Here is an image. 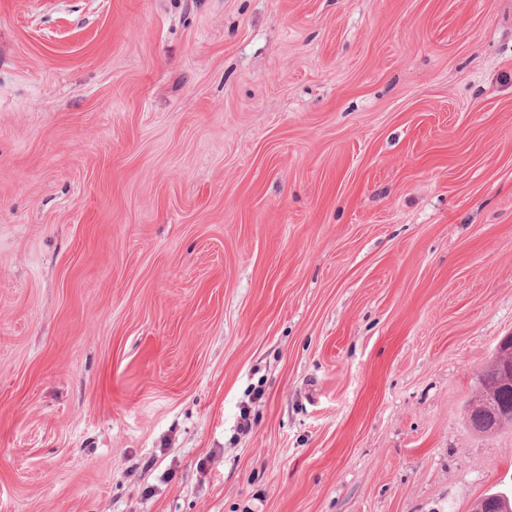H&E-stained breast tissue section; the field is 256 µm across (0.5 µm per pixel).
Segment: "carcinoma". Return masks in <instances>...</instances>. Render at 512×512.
I'll return each mask as SVG.
<instances>
[{"instance_id": "carcinoma-1", "label": "carcinoma", "mask_w": 512, "mask_h": 512, "mask_svg": "<svg viewBox=\"0 0 512 512\" xmlns=\"http://www.w3.org/2000/svg\"><path fill=\"white\" fill-rule=\"evenodd\" d=\"M512 365V352H501L479 376L480 396L469 413L472 428L485 431L486 412L500 415L498 425L512 424V374L505 376L500 366Z\"/></svg>"}]
</instances>
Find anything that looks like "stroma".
<instances>
[{
  "mask_svg": "<svg viewBox=\"0 0 512 512\" xmlns=\"http://www.w3.org/2000/svg\"><path fill=\"white\" fill-rule=\"evenodd\" d=\"M507 336L512 0H0V512H472ZM499 356L483 370L479 376L480 396L475 406L468 414L469 424L473 429L480 432L485 430L486 412L496 413L498 423L496 427L504 424H512V345L511 351L500 350ZM504 363L510 364V375L505 378L500 366ZM502 418H499V415Z\"/></svg>",
  "mask_w": 512,
  "mask_h": 512,
  "instance_id": "35a3bbf8",
  "label": "stroma"
}]
</instances>
